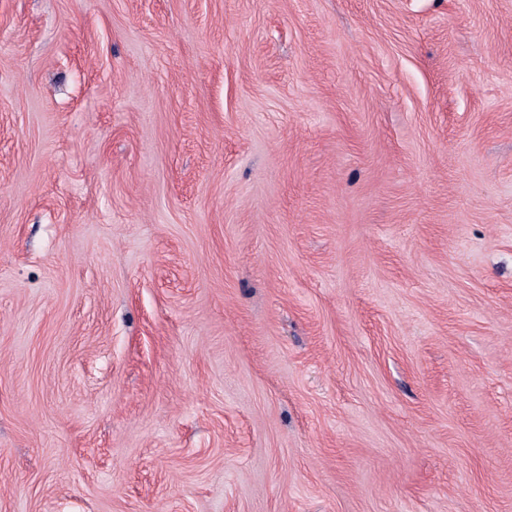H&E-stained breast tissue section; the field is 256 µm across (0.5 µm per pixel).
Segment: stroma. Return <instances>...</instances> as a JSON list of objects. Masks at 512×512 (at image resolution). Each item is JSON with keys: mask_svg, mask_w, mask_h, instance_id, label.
<instances>
[{"mask_svg": "<svg viewBox=\"0 0 512 512\" xmlns=\"http://www.w3.org/2000/svg\"><path fill=\"white\" fill-rule=\"evenodd\" d=\"M0 512H512V0H0Z\"/></svg>", "mask_w": 512, "mask_h": 512, "instance_id": "1", "label": "stroma"}]
</instances>
